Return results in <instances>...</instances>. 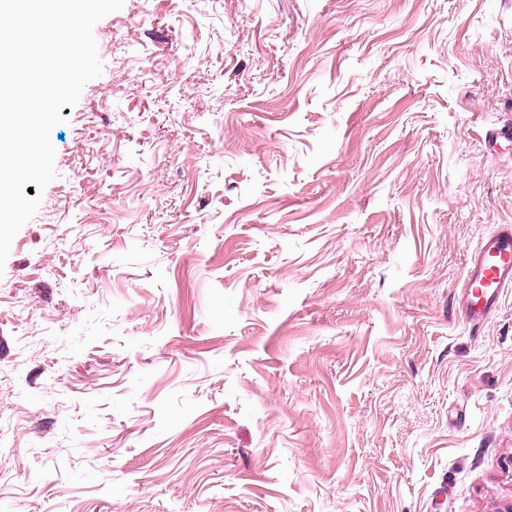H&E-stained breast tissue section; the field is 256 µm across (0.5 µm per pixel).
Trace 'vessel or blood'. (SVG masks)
I'll return each instance as SVG.
<instances>
[{
  "instance_id": "vessel-or-blood-1",
  "label": "vessel or blood",
  "mask_w": 512,
  "mask_h": 512,
  "mask_svg": "<svg viewBox=\"0 0 512 512\" xmlns=\"http://www.w3.org/2000/svg\"><path fill=\"white\" fill-rule=\"evenodd\" d=\"M508 288H512V226L504 224L482 238L468 259L459 300L463 319L474 326L481 324Z\"/></svg>"
}]
</instances>
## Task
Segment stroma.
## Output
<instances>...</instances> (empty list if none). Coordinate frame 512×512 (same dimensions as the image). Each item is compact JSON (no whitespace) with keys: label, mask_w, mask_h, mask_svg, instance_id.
<instances>
[{"label":"stroma","mask_w":512,"mask_h":512,"mask_svg":"<svg viewBox=\"0 0 512 512\" xmlns=\"http://www.w3.org/2000/svg\"><path fill=\"white\" fill-rule=\"evenodd\" d=\"M0 268V512H501L512 0H124ZM506 288H512V226L504 224L482 238L471 253L459 309L477 326L496 309Z\"/></svg>","instance_id":"obj_1"}]
</instances>
